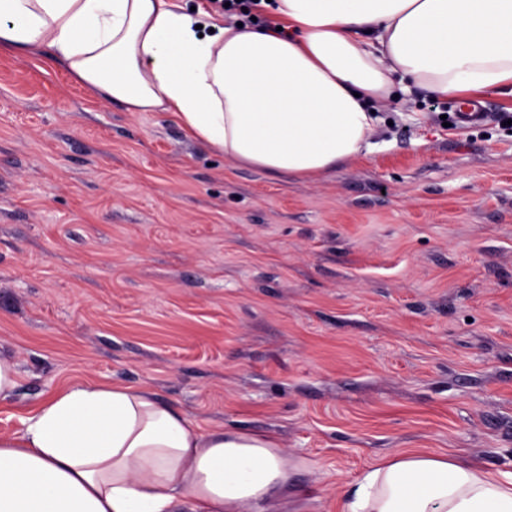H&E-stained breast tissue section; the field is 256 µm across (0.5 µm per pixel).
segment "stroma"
<instances>
[{"mask_svg":"<svg viewBox=\"0 0 512 512\" xmlns=\"http://www.w3.org/2000/svg\"><path fill=\"white\" fill-rule=\"evenodd\" d=\"M424 98L302 181L0 54V434L72 384L148 389L295 459L265 512H340L408 448L511 463L512 99L463 126ZM16 387V364L12 358L0 355V401L11 398Z\"/></svg>","mask_w":512,"mask_h":512,"instance_id":"1","label":"stroma"}]
</instances>
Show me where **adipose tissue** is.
<instances>
[{
	"instance_id": "obj_1",
	"label": "adipose tissue",
	"mask_w": 512,
	"mask_h": 512,
	"mask_svg": "<svg viewBox=\"0 0 512 512\" xmlns=\"http://www.w3.org/2000/svg\"><path fill=\"white\" fill-rule=\"evenodd\" d=\"M267 26L199 32L179 0H0V52H41L129 112L314 180L370 153L376 104L512 97V0H261ZM298 469L272 436L204 428L145 389L83 383L0 436V512H258ZM341 512H512V468L412 449Z\"/></svg>"
}]
</instances>
